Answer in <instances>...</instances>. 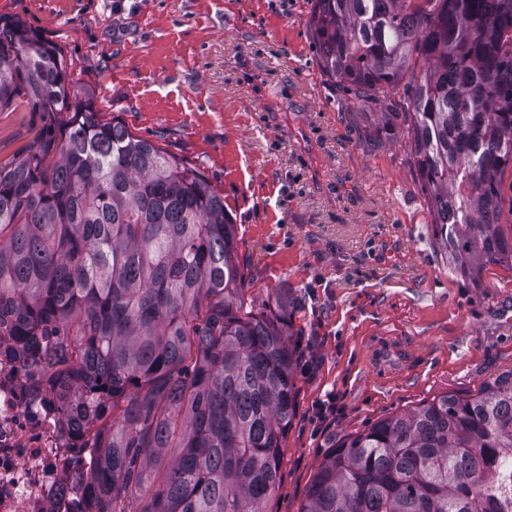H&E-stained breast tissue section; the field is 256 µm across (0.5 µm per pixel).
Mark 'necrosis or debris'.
<instances>
[{
    "instance_id": "4bbe7bcc",
    "label": "necrosis or debris",
    "mask_w": 512,
    "mask_h": 512,
    "mask_svg": "<svg viewBox=\"0 0 512 512\" xmlns=\"http://www.w3.org/2000/svg\"><path fill=\"white\" fill-rule=\"evenodd\" d=\"M43 372L0 364V512H87L97 449L50 404Z\"/></svg>"
}]
</instances>
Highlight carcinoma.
Instances as JSON below:
<instances>
[{
    "instance_id": "1",
    "label": "carcinoma",
    "mask_w": 512,
    "mask_h": 512,
    "mask_svg": "<svg viewBox=\"0 0 512 512\" xmlns=\"http://www.w3.org/2000/svg\"><path fill=\"white\" fill-rule=\"evenodd\" d=\"M311 2L322 75L387 106L374 129L407 123L453 271L476 285L512 265V0ZM19 106L41 128L0 158V352L69 364L58 412L107 434L99 512H270L296 407L292 299L250 294L203 171L103 118L58 46L0 17V112ZM300 512H512V370L344 436ZM502 184L499 230L504 237L512 240V168L503 173Z\"/></svg>"
}]
</instances>
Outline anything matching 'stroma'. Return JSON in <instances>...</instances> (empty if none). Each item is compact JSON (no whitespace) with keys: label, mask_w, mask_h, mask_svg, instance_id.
<instances>
[{"label":"stroma","mask_w":512,"mask_h":512,"mask_svg":"<svg viewBox=\"0 0 512 512\" xmlns=\"http://www.w3.org/2000/svg\"><path fill=\"white\" fill-rule=\"evenodd\" d=\"M59 46L104 116L199 167L260 298L296 301L303 358L272 512L329 448L512 369V267L452 271L401 132L326 81L310 0H0ZM40 121L0 113V157Z\"/></svg>","instance_id":"obj_1"}]
</instances>
